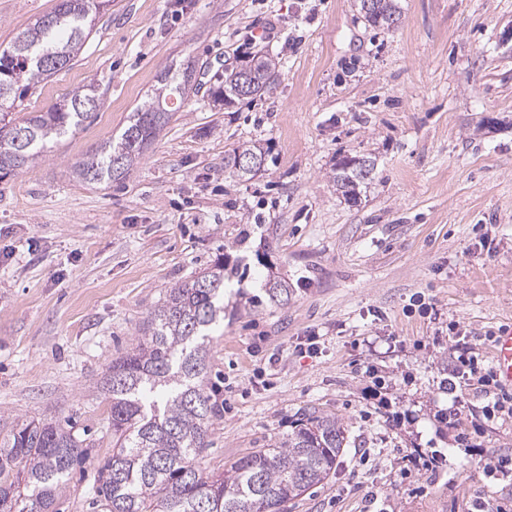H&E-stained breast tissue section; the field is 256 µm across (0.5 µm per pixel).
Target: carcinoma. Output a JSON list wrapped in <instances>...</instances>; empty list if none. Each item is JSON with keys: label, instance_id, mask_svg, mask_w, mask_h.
I'll return each instance as SVG.
<instances>
[{"label": "carcinoma", "instance_id": "obj_1", "mask_svg": "<svg viewBox=\"0 0 512 512\" xmlns=\"http://www.w3.org/2000/svg\"><path fill=\"white\" fill-rule=\"evenodd\" d=\"M362 14L368 25L390 29L399 20L398 0H373ZM109 0H57L54 10L0 49V174L18 173L62 137L81 128L100 106L99 85L78 87L45 112L14 116L16 101L56 71L28 65L29 52L47 58L63 55L71 65L81 53L100 9ZM251 76L249 99L270 92L279 76L277 58L255 54L242 61ZM235 75L214 76L208 88L213 105L229 108L241 100ZM151 97L129 116L116 138L74 167L88 184L124 179L172 119L167 100H183L198 88L196 65L158 75ZM24 131L25 141L7 139L2 122ZM267 158L269 148L243 144L224 157V170L242 179L237 159ZM333 181L352 199L364 181L345 157ZM239 277V266L224 261L189 282L167 289L143 322L140 336L112 360L100 381L112 421V455L99 469L98 512H285L288 502L333 477L348 448L346 430L333 414L313 409L300 414L291 432L230 464L222 475L206 473L197 456L206 447L209 428L224 409L208 387L209 343L224 321L226 281ZM254 305L286 304L290 290L268 280ZM88 458L86 440L59 422L24 421L0 437V512H56L73 468Z\"/></svg>", "mask_w": 512, "mask_h": 512}]
</instances>
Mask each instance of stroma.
<instances>
[{
    "instance_id": "stroma-1",
    "label": "stroma",
    "mask_w": 512,
    "mask_h": 512,
    "mask_svg": "<svg viewBox=\"0 0 512 512\" xmlns=\"http://www.w3.org/2000/svg\"><path fill=\"white\" fill-rule=\"evenodd\" d=\"M57 0H0V47ZM388 31L356 0H111L74 63L23 108L103 91L94 117L23 171L0 178V433L18 420L75 423L90 459L59 512H90L112 453L96 381L165 290L217 258L228 285L211 343L226 404L201 467L287 434L304 410L336 415L350 446L335 477L287 512H476L512 503V479L484 458L512 455V417L446 382L468 336L479 365L512 327V0H401ZM279 57L273 90L229 109L191 96L126 179L86 184L74 165L118 134L160 69L192 60ZM268 143L260 173L224 174V155ZM375 168L358 202L333 182L342 157ZM287 303L255 308L273 277ZM316 351H309V343ZM437 452L426 470L411 458Z\"/></svg>"
}]
</instances>
